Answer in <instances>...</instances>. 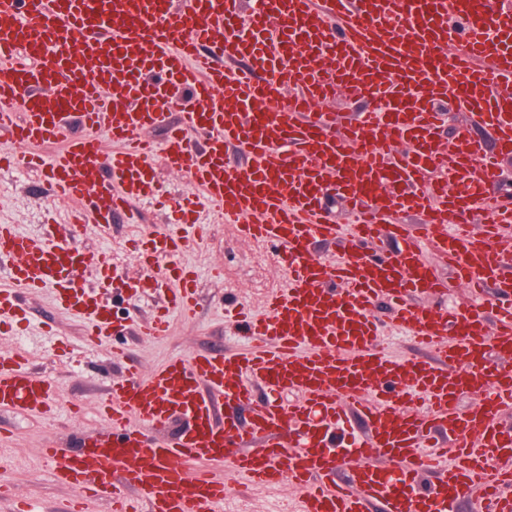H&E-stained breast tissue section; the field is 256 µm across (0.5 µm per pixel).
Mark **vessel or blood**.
Segmentation results:
<instances>
[{
    "instance_id": "b4317fda",
    "label": "vessel or blood",
    "mask_w": 512,
    "mask_h": 512,
    "mask_svg": "<svg viewBox=\"0 0 512 512\" xmlns=\"http://www.w3.org/2000/svg\"><path fill=\"white\" fill-rule=\"evenodd\" d=\"M0 0V172H35L84 201L73 223L108 226L150 203L154 162L188 173L194 224L211 213L275 251L287 269L262 312L234 324L240 349L173 359L128 376L98 403L77 445L48 441L43 460L86 512H224V480L197 469L224 459L237 477L300 490L297 512H456L491 501L512 512V272L495 243L512 206L494 174L512 154V0ZM295 87L290 98L285 88ZM364 97L341 113L337 93ZM493 144L459 132L441 142L444 103ZM78 120L82 133L71 130ZM160 128L162 139L147 138ZM118 143L107 152L103 138ZM62 142L56 154L35 145ZM338 193L357 214L335 223ZM482 210L486 223L466 222ZM416 212L421 224L396 223ZM396 248L380 246L382 236ZM333 248L316 256L314 244ZM163 226L134 245L143 321L116 317L120 266L50 231L0 224V315L25 320L23 295L53 289L86 322L80 346L136 334L159 338L168 314L193 319L189 246ZM469 288L444 308L448 283ZM96 267L87 286L80 270ZM411 355L377 344L379 303ZM480 386L461 409L458 395ZM58 385L20 352H0V407L54 418ZM255 411L242 421L247 406ZM435 271L448 281V294L441 301L442 303L452 306L454 304L465 303V286L462 281L456 280L453 271L448 269V266L438 265L433 262Z\"/></svg>"
}]
</instances>
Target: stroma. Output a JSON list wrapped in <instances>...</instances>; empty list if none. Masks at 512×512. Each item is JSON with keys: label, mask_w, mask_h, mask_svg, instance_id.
I'll return each mask as SVG.
<instances>
[{"label": "stroma", "mask_w": 512, "mask_h": 512, "mask_svg": "<svg viewBox=\"0 0 512 512\" xmlns=\"http://www.w3.org/2000/svg\"><path fill=\"white\" fill-rule=\"evenodd\" d=\"M76 207L75 202L54 198L36 173L15 175L0 173V223L17 225L21 231L41 230L48 217L66 225L65 232L76 237L91 252L114 249L121 252V264L133 269V253L128 250L129 239L155 228L169 224L174 214L171 209L145 206L139 223L113 224L109 231L92 225H69L65 219ZM208 249L183 256L185 265L202 270L198 283L199 308L193 320L173 315L169 333L159 339L132 336L128 351L137 359L142 369L148 370L169 359L182 357L195 351L225 350L238 347L239 341L225 320V308L234 302L260 307L264 299L251 288L241 275L246 263L256 251L254 245L240 240L233 227L220 224L206 229ZM213 264L224 267L220 279L205 277L206 268ZM28 316L33 324L54 323L61 334L69 336L72 344H80L83 334L82 321L56 308L51 291H43L25 298ZM20 344L29 352L32 363L44 375L56 380L67 401L77 400L83 405L78 418L60 412L53 422L35 416H20L0 410V425L11 427L14 462L0 466V484L10 485L17 496L38 499L46 512H63L72 496L71 490L57 485L49 468L42 462L40 450L51 438L73 439L76 432L93 427L98 422L95 405L107 384L121 377L123 364L112 357L111 346H103L93 363L77 361L72 366L60 365L53 352L40 337H21Z\"/></svg>", "instance_id": "35a3bbf8"}]
</instances>
